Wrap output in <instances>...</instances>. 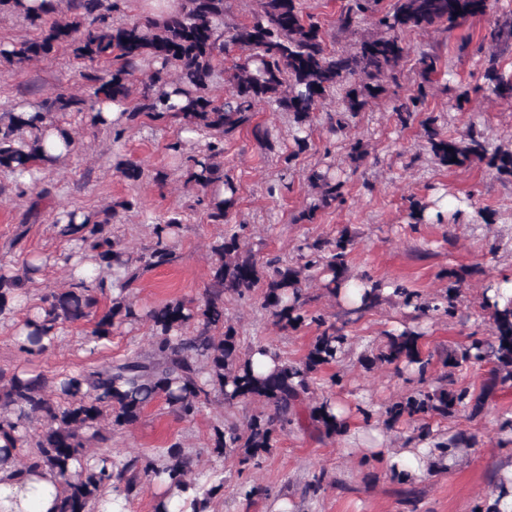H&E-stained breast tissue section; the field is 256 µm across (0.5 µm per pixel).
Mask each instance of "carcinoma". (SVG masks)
Instances as JSON below:
<instances>
[{
  "mask_svg": "<svg viewBox=\"0 0 512 512\" xmlns=\"http://www.w3.org/2000/svg\"><path fill=\"white\" fill-rule=\"evenodd\" d=\"M226 0H177V7L161 18L132 22L108 21L119 9V0H42L32 9L28 0H0V15H16L38 30L33 39L12 46L8 55L27 63L51 55L61 46L72 49L84 63L80 77L91 90L87 98L59 94L43 104L34 116L6 112L0 115V169L46 170L61 161L44 140L43 128L55 127L76 147L70 129L57 117L67 112L88 113L97 125L95 106L102 99L127 102L125 124L113 128L114 139L128 129L149 121L156 125L177 123L205 139L201 153L186 151L178 139L167 145L182 170L185 183L197 193L212 224H226L238 203L237 187L224 174V136L251 123L256 107L273 102L290 114L296 150L283 157L291 168L308 146V130L316 112L327 102L336 108L324 112L328 131L343 135L350 119L385 98L399 81L411 53L404 39L407 32L451 31L470 18L484 15L489 0H346L336 18V32L351 39L347 50L330 52L322 27L303 11L301 0H258V12L245 22L227 23ZM373 18V29L359 32L360 20ZM512 45V16L506 15L484 35L476 53L482 55V78L494 94L512 99V74L501 56ZM233 56L232 65L224 59ZM101 61L110 65L100 70ZM153 66L148 81L137 83L142 67ZM420 81L411 93L393 99L392 114L402 126L426 111L428 97L442 73L441 54L433 48L417 59ZM229 84L222 99L211 93L219 77ZM445 118L431 114L421 122L423 137L433 159L447 169L480 162L501 176L512 178V139L490 143L483 126L472 123L458 135L443 131ZM252 135L258 146L271 150L277 142L276 129L257 124ZM369 155L360 139L349 143L348 156L360 165ZM307 181L316 190L303 209L300 220L315 221L319 211L343 201L345 182L330 169H312ZM134 208L128 199L116 200L96 213H68L66 225L55 224L58 234L82 243L85 278L50 289L36 312L23 320L26 335L18 337L20 350L40 355L49 349L44 339L56 341L65 324L88 323L92 341L107 340L124 325L142 320L150 323L151 350H134L106 366H90L60 378L42 372L0 373V464L19 470L48 468L62 480L59 512H94L113 488L132 504L143 482L160 480L168 490L197 489L191 502L193 512H207L211 500L222 490L224 478L218 471L191 476L190 458L174 444L167 454L142 460L138 456L115 459L108 452L88 455L87 445L103 448L115 430L136 424L144 409L158 399L181 419L195 417L211 397L224 404L260 403L264 410L252 415L244 427L234 423L214 426L212 453L239 458L257 466L277 448L278 437L293 425L298 402L309 399L308 423L327 438L347 432L346 421L333 410L335 396L310 398L317 375L344 354L348 337L344 327L322 317L308 318L304 306L306 289L317 272L329 275L325 290H336L349 280L348 254L354 239L341 233L334 240L316 239L300 248L294 261L277 257L257 261L239 233H221L208 248L212 262L204 296L198 302L177 299L146 313L131 299L144 272L172 266L179 255L169 239L183 224L173 213L154 227V240L134 253L120 245L112 233L118 212ZM38 268L30 263L12 274H0V320L14 315L18 299ZM120 288L109 302L102 303L107 277ZM264 285L262 307L276 325L297 330L311 320L321 328L305 357L284 359L269 344L242 350L234 326L224 322V298L243 297ZM371 288L361 295V305L352 309L362 314L380 303L384 284L362 276L354 286ZM406 304H414L415 318L443 311L456 312V289L439 300H423L419 294L397 287ZM493 339L472 338L448 350L443 366L448 368L439 385L418 389L386 410L384 425L391 428L402 416L422 414L446 418L463 410L472 416L482 413L487 394L512 382V298L504 305L482 300ZM422 334L406 326L387 336L383 349L365 355L361 363L402 364L426 382L431 358L421 347ZM256 351L271 354L277 365L266 369L253 360ZM492 364L490 377L480 393L457 385L455 369L473 361Z\"/></svg>",
  "mask_w": 512,
  "mask_h": 512,
  "instance_id": "carcinoma-1",
  "label": "carcinoma"
}]
</instances>
